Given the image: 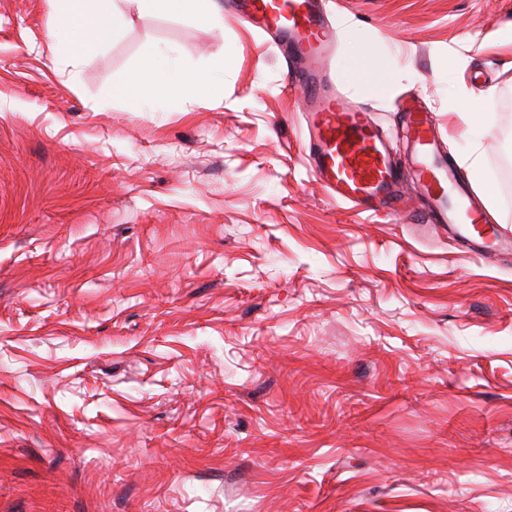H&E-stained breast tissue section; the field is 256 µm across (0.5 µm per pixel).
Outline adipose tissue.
<instances>
[{
	"label": "adipose tissue",
	"instance_id": "obj_1",
	"mask_svg": "<svg viewBox=\"0 0 512 512\" xmlns=\"http://www.w3.org/2000/svg\"><path fill=\"white\" fill-rule=\"evenodd\" d=\"M55 31L81 36V55L93 54L120 38L125 15L118 0H51Z\"/></svg>",
	"mask_w": 512,
	"mask_h": 512
}]
</instances>
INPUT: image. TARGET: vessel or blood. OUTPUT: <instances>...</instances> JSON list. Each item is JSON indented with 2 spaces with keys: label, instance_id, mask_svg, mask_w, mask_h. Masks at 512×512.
<instances>
[{
  "label": "vessel or blood",
  "instance_id": "obj_1",
  "mask_svg": "<svg viewBox=\"0 0 512 512\" xmlns=\"http://www.w3.org/2000/svg\"><path fill=\"white\" fill-rule=\"evenodd\" d=\"M235 15L271 37L289 63L286 92L301 95L311 130L310 165L329 197L360 212L391 215L405 209L403 178L412 175L428 201L427 224L447 225L480 254L512 249V236L488 223L448 158L437 147L431 118L420 106L404 108L410 166L402 168L371 114L351 105L326 67L336 36L326 0H232Z\"/></svg>",
  "mask_w": 512,
  "mask_h": 512
}]
</instances>
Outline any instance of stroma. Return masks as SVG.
<instances>
[{
	"mask_svg": "<svg viewBox=\"0 0 512 512\" xmlns=\"http://www.w3.org/2000/svg\"><path fill=\"white\" fill-rule=\"evenodd\" d=\"M119 4L73 59L49 0H0V512H512V255L420 226L411 183L336 204L275 47ZM328 7L346 99L396 141L424 103L512 230V0ZM218 61L215 95L117 92ZM145 69L151 75L154 91L153 94L147 98L140 97L137 104L141 111H146L151 107L152 99L155 95L169 91L174 81V76L170 72L156 69L150 63L145 65Z\"/></svg>",
	"mask_w": 512,
	"mask_h": 512,
	"instance_id": "obj_1",
	"label": "stroma"
}]
</instances>
